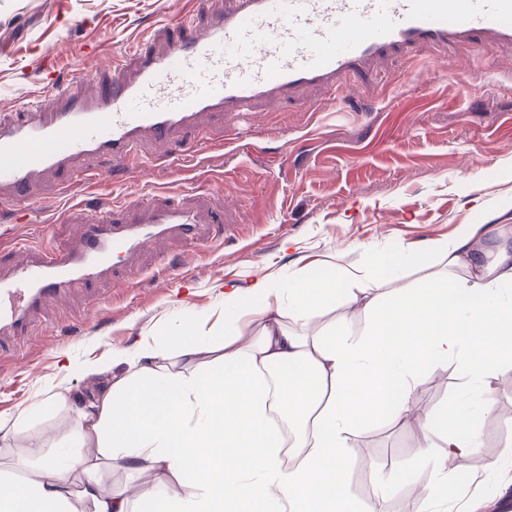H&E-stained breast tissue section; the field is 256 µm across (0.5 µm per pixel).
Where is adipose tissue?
<instances>
[{"label": "adipose tissue", "instance_id": "ef3b65f1", "mask_svg": "<svg viewBox=\"0 0 512 512\" xmlns=\"http://www.w3.org/2000/svg\"><path fill=\"white\" fill-rule=\"evenodd\" d=\"M424 249L435 269L415 286L379 291L381 276L414 263L408 248L374 277L355 268L337 282L261 275L249 291L225 287L222 339L197 312L183 329L116 352L124 372L98 368L83 401L65 391L51 397L103 458L63 461L49 441L37 442L39 478L0 481V512H77L65 487L75 470L86 476L82 496L93 512H134L143 496L160 497L159 512H377L346 480L351 434L391 418L429 430L416 406L422 368L457 359L478 383L489 371H512L503 345L512 337V225L463 224ZM340 300L362 311L366 331L352 335L342 319L309 332ZM213 364L222 373L201 382L198 370ZM477 448L468 424L425 454L443 473ZM116 468L153 470L155 486L111 488Z\"/></svg>", "mask_w": 512, "mask_h": 512}]
</instances>
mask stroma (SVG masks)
Here are the masks:
<instances>
[{
	"label": "stroma",
	"instance_id": "1",
	"mask_svg": "<svg viewBox=\"0 0 512 512\" xmlns=\"http://www.w3.org/2000/svg\"><path fill=\"white\" fill-rule=\"evenodd\" d=\"M224 0H0V118L17 117L43 98L38 69L49 65L81 89L111 74L96 50L130 62L142 40L162 45L184 12L201 31ZM472 68L466 82L451 76ZM354 109L324 111V92L256 104L241 129L222 116L204 131L179 133L170 145L143 146L147 179L112 177L110 157L93 167L95 183L64 186V173L33 187L25 222L0 219L10 242L34 247L75 241L90 203L114 204L149 189L175 194L208 220L202 245H149L134 271L82 287L38 312L26 336L0 341V472L31 477L29 447L52 434L59 451L78 448L72 415L49 403L58 391H92L94 363L114 351L185 327L192 313L224 316V286L248 289L266 274L283 280L303 271L335 279L343 266L372 269L399 248L420 250L461 224H494L512 212V48L461 43L395 51L355 79ZM174 153L177 161L164 163ZM473 381L454 360L421 373L418 407L436 416L463 404ZM484 385L500 418L480 421L479 452L497 462L476 473L468 456L448 464L453 489L446 512H498L512 497V373ZM419 428L403 420L351 437L346 478L359 502L382 512H431L417 486L438 475L424 458Z\"/></svg>",
	"mask_w": 512,
	"mask_h": 512
}]
</instances>
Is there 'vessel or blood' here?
<instances>
[{
	"mask_svg": "<svg viewBox=\"0 0 512 512\" xmlns=\"http://www.w3.org/2000/svg\"><path fill=\"white\" fill-rule=\"evenodd\" d=\"M479 38L512 44V0H227L195 34L142 43L136 64L115 65L106 90L78 93L46 76L50 104L0 122V202L30 205L35 179L76 160L128 165L145 141L168 143L206 116L233 118L260 101L319 87L347 98L352 79L396 49ZM208 226L180 202L139 195L122 217L98 211L74 244L33 252L0 276V339L24 335L31 315L130 265L152 242L203 241Z\"/></svg>",
	"mask_w": 512,
	"mask_h": 512,
	"instance_id": "b4317fda",
	"label": "vessel or blood"
}]
</instances>
